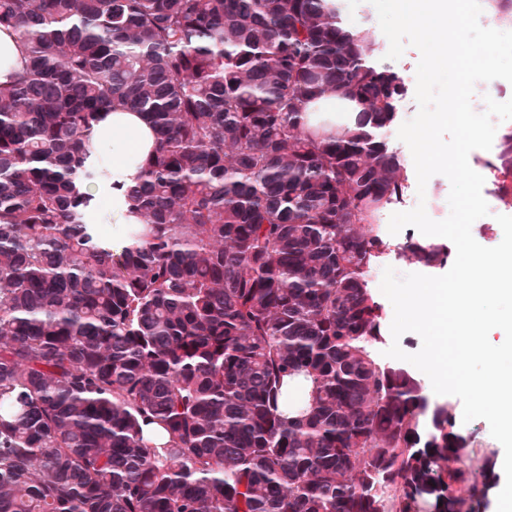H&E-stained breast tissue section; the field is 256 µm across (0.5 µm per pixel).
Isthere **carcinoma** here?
I'll return each mask as SVG.
<instances>
[{"label":"carcinoma","mask_w":512,"mask_h":512,"mask_svg":"<svg viewBox=\"0 0 512 512\" xmlns=\"http://www.w3.org/2000/svg\"><path fill=\"white\" fill-rule=\"evenodd\" d=\"M342 2L0 0V512H485L496 453L380 355L373 270L451 251L379 224L406 84ZM114 106L156 134L118 256L74 189ZM24 67V58L15 32L0 29V84L9 83Z\"/></svg>","instance_id":"cac0c4a2"}]
</instances>
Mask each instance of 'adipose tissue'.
I'll return each instance as SVG.
<instances>
[{"label": "adipose tissue", "mask_w": 512, "mask_h": 512, "mask_svg": "<svg viewBox=\"0 0 512 512\" xmlns=\"http://www.w3.org/2000/svg\"><path fill=\"white\" fill-rule=\"evenodd\" d=\"M88 145L96 161V180L77 179L80 192L93 196L111 194L105 212L94 214L113 253H120L130 241L132 227L142 219L128 200V190L141 181L143 164L154 152L156 137L146 116L131 108L105 111L92 129Z\"/></svg>", "instance_id": "obj_1"}]
</instances>
